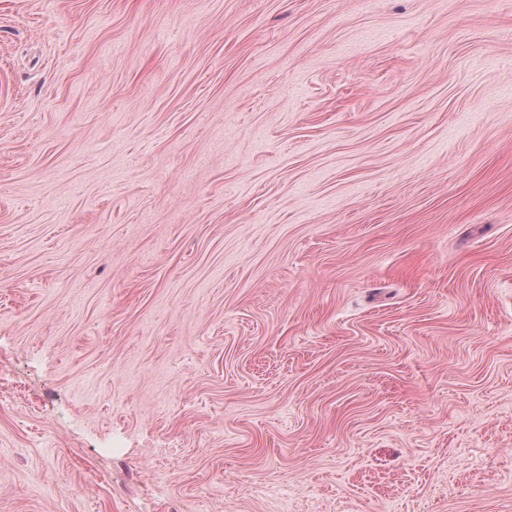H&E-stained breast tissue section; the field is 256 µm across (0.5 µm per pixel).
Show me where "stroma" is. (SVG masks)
<instances>
[{
    "instance_id": "35a3bbf8",
    "label": "stroma",
    "mask_w": 512,
    "mask_h": 512,
    "mask_svg": "<svg viewBox=\"0 0 512 512\" xmlns=\"http://www.w3.org/2000/svg\"><path fill=\"white\" fill-rule=\"evenodd\" d=\"M0 512H512V0H0Z\"/></svg>"
}]
</instances>
